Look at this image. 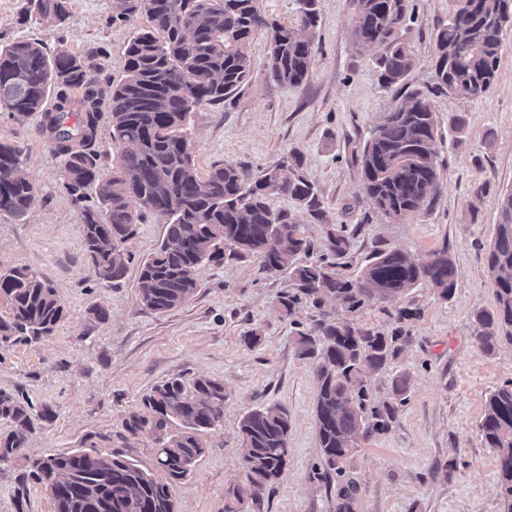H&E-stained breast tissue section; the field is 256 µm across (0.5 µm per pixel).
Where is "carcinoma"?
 Returning <instances> with one entry per match:
<instances>
[{"instance_id":"obj_1","label":"carcinoma","mask_w":512,"mask_h":512,"mask_svg":"<svg viewBox=\"0 0 512 512\" xmlns=\"http://www.w3.org/2000/svg\"><path fill=\"white\" fill-rule=\"evenodd\" d=\"M295 21L281 23L261 11L257 0H114L109 21L142 9L149 27L128 43L124 77L99 78L89 59L65 49L46 53L34 42L0 47V107L17 120L42 113V130L64 162V187L84 224L83 250L95 277L122 280L132 262L126 243L135 224L149 212L165 224L153 255L141 262L138 297L148 310L163 313L183 306L198 292L199 269L221 263L224 249L245 259L258 257L269 272H284L295 289L279 296L284 315L308 302L320 318L293 336L297 356L313 361L315 425L320 450L313 478L341 482L336 512H354L359 491L346 477L357 439L389 427L398 405L367 409V375L387 368L408 340L403 330L385 334L365 328L357 316L365 304H395L411 288L427 283L443 300L456 287V267L446 251L420 262L399 250L376 249L358 273L342 272L340 259L351 248L344 229L326 233L328 254L310 260L311 242L286 210L269 200L286 197L314 218L323 201L308 180L299 155L290 154L252 173L233 163L199 173L188 148L191 114L203 104L231 103L249 85L252 37H268L267 67L274 81L291 87L307 82L322 24L316 0H297ZM448 23L436 34L435 88L468 99L490 92L497 78L502 30L512 20L505 0H454ZM22 21L64 23L70 0H28ZM353 35L361 48L383 52L375 68L382 86L405 91L402 103L386 113L365 142L360 165L365 194L391 222L423 209L439 188L438 125L429 98L403 84L412 64L411 45L399 31L406 25L409 0H352ZM54 97L51 110L44 109ZM108 104L110 139L119 146L112 168L104 170L96 144ZM23 147L0 141V215L24 219L35 204L37 187L21 174ZM93 193H87V190ZM138 204L139 209L132 208ZM497 301L493 313L474 318L476 336L489 351L502 336L512 341V193L501 203V221L487 255ZM0 297L11 316L0 317V348L38 342L54 332L64 309L57 291L26 267L0 270ZM336 302L347 313L326 310ZM124 428L132 435L156 434L159 480L119 452L95 449L27 460L20 473L43 484L55 512H179L173 487L203 455L202 435L224 418V383L201 376L191 385L177 377L154 386ZM52 412L35 411L18 395L0 390V466L20 458L36 422ZM177 424L180 430L169 434ZM291 422L277 404L261 405L239 423L245 479L253 495L274 485L287 464ZM484 447L498 463L501 512H512V381L493 390L479 424ZM239 487L225 492L224 512H244Z\"/></svg>"}]
</instances>
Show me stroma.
Segmentation results:
<instances>
[{"instance_id":"1","label":"stroma","mask_w":512,"mask_h":512,"mask_svg":"<svg viewBox=\"0 0 512 512\" xmlns=\"http://www.w3.org/2000/svg\"><path fill=\"white\" fill-rule=\"evenodd\" d=\"M25 0H0V43H40L47 53L65 49L92 57L102 78L125 74V47L148 27L144 11L111 21L112 0H70L64 25L19 23ZM452 0H410L411 21L402 37L413 50L405 82L428 94L438 117L440 189L430 206L390 222L373 208L363 189L358 158L372 129L401 101L380 87L374 60L380 48L354 43L351 0H317L322 25L306 83L274 82L266 68L269 44H251V82L232 105H203L190 124L191 151L200 174L230 162L257 171L289 152H299L316 186L325 216L315 220L292 201L273 197L274 208L291 209L315 255L326 252V231L346 226L351 236L349 274H356L378 247L419 261L447 250L456 270L451 299L427 285L411 289L398 305L370 303L361 325L408 336L386 371L368 379V406L392 399L396 375L408 376L407 399L385 431L360 440L348 471L360 486L355 512H499L496 459L485 448L479 423L487 396L512 380V343L486 351L474 333V316L496 307L486 253L500 222L501 202L512 193V21L503 30L498 77L491 92L465 99L432 92V60L438 28ZM459 128H452V118ZM0 141L22 145L23 175L38 189L25 220L0 216V268L25 266L48 280L64 308L53 334L39 343L0 349V389L23 393L54 417L40 423L24 455L41 458L92 447L119 451L142 467H155V436L137 435L123 422L141 397L172 377L199 376L224 383V419L206 437L195 472L174 489L180 512H224V493L245 485L238 425L258 405L283 406L291 419L283 475L246 512H336V490L313 478L320 450L315 428L316 381L311 361L294 352L296 325L313 311H279L280 294L291 291L287 275L265 272L259 258L225 257L202 267L201 286L186 305L164 313L145 309L137 297L138 263L162 241L165 226L145 214L128 243L134 257L125 278L104 285L89 271L84 226L62 185V164L41 130L40 114L18 121L0 109ZM407 318H399V308ZM108 313L105 320L95 309ZM261 336L253 346L244 336ZM20 464L0 466V512H54L49 492L29 485L17 498Z\"/></svg>"}]
</instances>
